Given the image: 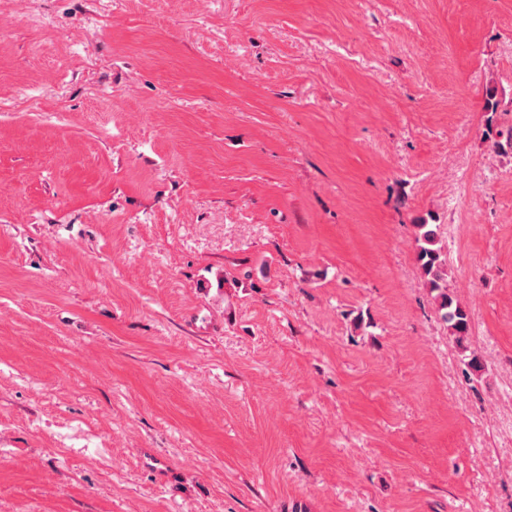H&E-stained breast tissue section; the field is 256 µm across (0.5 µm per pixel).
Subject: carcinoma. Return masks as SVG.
Returning a JSON list of instances; mask_svg holds the SVG:
<instances>
[{
    "label": "carcinoma",
    "instance_id": "obj_1",
    "mask_svg": "<svg viewBox=\"0 0 512 512\" xmlns=\"http://www.w3.org/2000/svg\"><path fill=\"white\" fill-rule=\"evenodd\" d=\"M418 259L426 286L435 293L442 319L448 329L461 341L468 332V313L448 294V268L446 257L439 246L438 227L435 224L417 225Z\"/></svg>",
    "mask_w": 512,
    "mask_h": 512
}]
</instances>
